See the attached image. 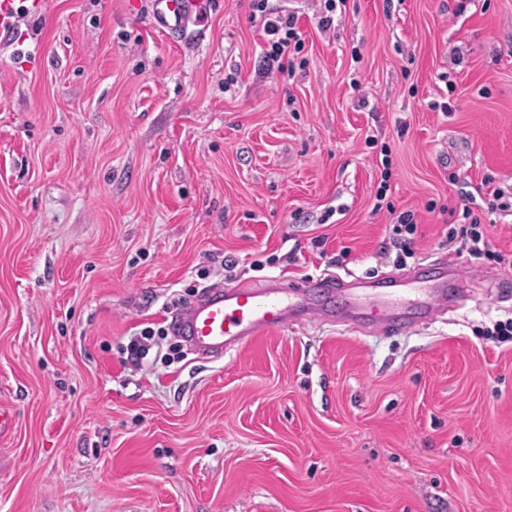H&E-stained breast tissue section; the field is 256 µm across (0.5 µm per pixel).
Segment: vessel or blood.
Wrapping results in <instances>:
<instances>
[{
  "label": "vessel or blood",
  "mask_w": 512,
  "mask_h": 512,
  "mask_svg": "<svg viewBox=\"0 0 512 512\" xmlns=\"http://www.w3.org/2000/svg\"><path fill=\"white\" fill-rule=\"evenodd\" d=\"M154 5L160 25L168 33L186 31L191 38H203L210 0H154ZM402 282L399 276L377 280L357 277L347 281L326 274L299 281L275 277L234 287L212 286L200 299L173 314L170 327L174 335L192 346L199 358H220L256 337L319 314L314 297L334 293L342 300L343 323L347 327L358 328L366 319L395 326L406 320L398 306L408 295ZM457 303V297L448 296L441 287L423 292V308L429 313Z\"/></svg>",
  "instance_id": "1"
}]
</instances>
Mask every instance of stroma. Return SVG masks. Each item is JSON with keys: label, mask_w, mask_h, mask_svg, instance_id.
Returning <instances> with one entry per match:
<instances>
[{"label": "stroma", "mask_w": 512, "mask_h": 512, "mask_svg": "<svg viewBox=\"0 0 512 512\" xmlns=\"http://www.w3.org/2000/svg\"><path fill=\"white\" fill-rule=\"evenodd\" d=\"M250 0L191 45L152 0H41L0 39V512H512V267L459 257L463 195L512 186V0ZM233 76L225 86V76ZM450 111H442V104ZM390 168H383V161ZM388 186L391 209L378 207ZM457 265L407 330L308 319L198 361L205 287ZM157 330L149 351L126 346ZM254 16L259 13L263 26L264 42L262 58L268 69L283 70V62L292 54L301 52L302 33L297 26V18L291 13L280 14L267 9V0H251ZM394 219L395 221L389 224V236L392 247L396 250V263L403 265L406 258H411L415 254L411 247L418 225L414 212L410 210L400 212ZM422 297L424 312L433 313L436 310L444 311L450 306L455 307L463 297V290H460L455 296L448 297L443 287L426 288Z\"/></svg>", "instance_id": "35a3bbf8"}]
</instances>
